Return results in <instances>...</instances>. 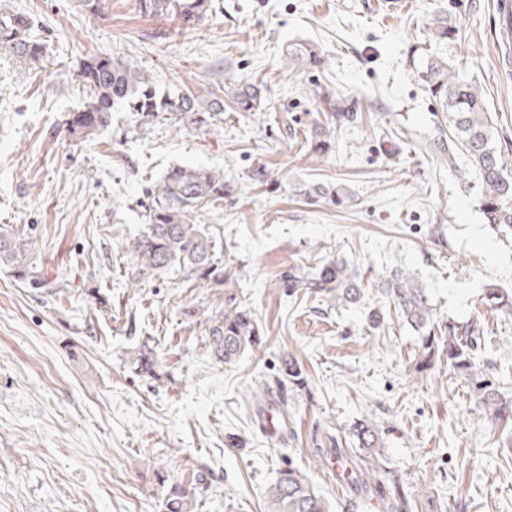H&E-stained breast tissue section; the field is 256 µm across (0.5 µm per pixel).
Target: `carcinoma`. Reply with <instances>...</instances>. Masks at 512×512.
Here are the masks:
<instances>
[{
	"label": "carcinoma",
	"instance_id": "carcinoma-1",
	"mask_svg": "<svg viewBox=\"0 0 512 512\" xmlns=\"http://www.w3.org/2000/svg\"><path fill=\"white\" fill-rule=\"evenodd\" d=\"M137 10L148 17L174 16L187 29H197L216 11L212 0H137ZM459 28L446 16L435 19L433 35L451 41ZM47 51L46 43L34 38L26 14L0 8V55L21 60L38 69ZM283 65L319 67L323 59L312 49L295 45L285 53ZM418 78L448 114V127L438 124L441 160L458 173L462 185L470 174L479 180L480 208L485 222L503 232L512 231V139L497 138V127L476 83L460 75L441 57L410 58ZM74 77L86 90L89 101L67 122L71 135L88 137L112 125V112L123 106L136 113L147 126L162 112H170L183 126L207 130L217 112H253L263 110L264 90L254 82L212 83L194 91L159 96L150 78L138 65L119 56L91 54L81 60ZM230 191L224 173L202 166H176L149 191L148 222L139 236L125 243L127 253L143 278L181 270L205 282L214 302L206 319L205 345L210 358L232 364L261 344L260 331L253 314L238 297L234 278L218 256L214 234L196 222V214L224 201ZM34 246L0 227V262L12 266V272L30 288H45L48 283L35 271L29 254ZM363 278L341 258L331 259L315 270L296 267L284 273L280 286L291 295H321L338 305L359 301ZM377 293L393 305L398 318L420 338L415 371L424 373L444 359L449 376L464 379L479 397L484 412L502 429H512V400L499 383L487 377L477 365L482 345L483 326L477 318L437 323L433 305L425 288L406 272L394 270L376 281ZM485 304L496 311L512 314V294L495 285L484 291ZM136 370L156 379L159 374L153 350L142 343L131 357ZM282 377L293 386L304 385L302 368L292 359L282 362ZM353 436L365 454L359 458V477L372 483L387 498L391 512H412L416 495L400 483L387 478L380 466L379 429L372 419L356 421ZM269 512H329L327 500L288 468L269 488ZM167 512H191L192 502L183 491L168 498Z\"/></svg>",
	"mask_w": 512,
	"mask_h": 512
}]
</instances>
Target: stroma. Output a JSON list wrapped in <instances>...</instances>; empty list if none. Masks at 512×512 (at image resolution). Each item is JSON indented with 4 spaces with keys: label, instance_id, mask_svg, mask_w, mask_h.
Here are the masks:
<instances>
[{
    "label": "stroma",
    "instance_id": "1",
    "mask_svg": "<svg viewBox=\"0 0 512 512\" xmlns=\"http://www.w3.org/2000/svg\"><path fill=\"white\" fill-rule=\"evenodd\" d=\"M5 2L34 18L52 58L32 71L0 56V225L34 241L50 287L0 266V512H165L177 488L192 512H266L287 468L349 512L358 494L319 455L335 438L357 464L350 427L365 415L382 430L390 478L419 490V512H512V438L447 367L415 372L417 335L394 311L379 327L365 321L382 304L372 281L403 270L438 320L482 317L483 371L512 380V316L483 303L487 284L512 290V235L485 223L477 190L441 161V108L409 65L412 47L427 46L512 126L495 0H213L216 15L181 31L141 17L136 0H108L102 18L79 0ZM438 14L461 38L430 41ZM292 43L313 46L322 67L285 68ZM91 54L137 62L163 94L254 79L267 108L221 114L205 133L172 115L141 132L121 108L107 131L81 139L63 122L86 101L73 73ZM315 83L358 112L322 155L281 144L288 127L326 111L308 96ZM177 164L223 171L233 186L199 218L265 336L232 364L209 357L204 316H183L207 304L203 282L139 277L122 248L145 227L147 187ZM313 185L349 199L309 200ZM337 257L370 280L359 303L280 288L289 268ZM144 341L159 380L129 361ZM288 357L306 387L262 396Z\"/></svg>",
    "mask_w": 512,
    "mask_h": 512
}]
</instances>
